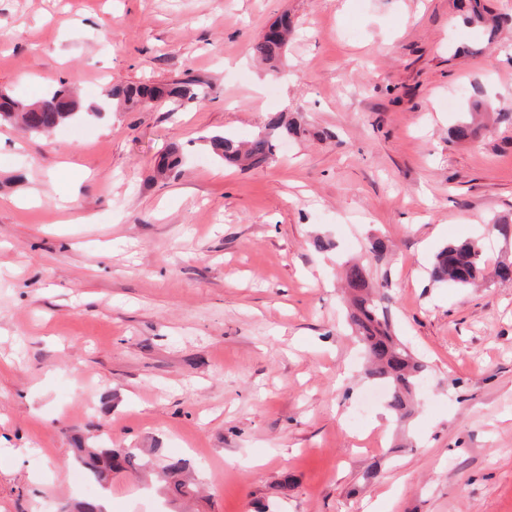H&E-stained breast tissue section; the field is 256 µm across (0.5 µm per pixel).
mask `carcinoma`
I'll use <instances>...</instances> for the list:
<instances>
[{
	"label": "carcinoma",
	"mask_w": 512,
	"mask_h": 512,
	"mask_svg": "<svg viewBox=\"0 0 512 512\" xmlns=\"http://www.w3.org/2000/svg\"><path fill=\"white\" fill-rule=\"evenodd\" d=\"M471 16L494 36L504 22L497 15L484 11L480 0H471ZM292 30L291 19L284 15L251 45L254 57L275 67L285 51L288 34ZM202 96L199 82L186 76L163 84L114 85L104 92V100L119 104L135 105L144 101L192 102ZM492 109L486 100H476L470 107V119L456 124L452 136L458 141L472 140L492 132V128L479 120L483 113ZM99 112L83 111L67 82L63 81L45 97L26 102L0 93V123L15 121L34 134H49L59 127L81 120ZM281 137L298 134L296 123L286 120L284 114L271 116L266 130L249 140H238L231 135L215 133L208 138L211 154L226 166L248 169L262 166L273 159L277 144L270 132ZM183 154L173 146L157 162V171L163 175L182 164ZM430 278L439 284L455 288H468L480 280H512V261H500L488 268L484 241L481 237L449 244L434 257ZM345 287L350 291L353 310L349 314L354 327L355 339L370 361L369 375L381 380L388 388L386 407L392 418L399 420L412 413V396L421 385L423 365L407 346L390 331L385 295L379 292L371 278L369 268L359 262H349L344 268ZM75 460L96 480L108 474L136 470L145 466L136 448H83L74 449ZM188 470L183 458H168L160 466L159 477L164 488L175 496H186L191 486L183 479Z\"/></svg>",
	"instance_id": "carcinoma-1"
}]
</instances>
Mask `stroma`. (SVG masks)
I'll return each mask as SVG.
<instances>
[{"mask_svg": "<svg viewBox=\"0 0 512 512\" xmlns=\"http://www.w3.org/2000/svg\"><path fill=\"white\" fill-rule=\"evenodd\" d=\"M485 3L507 18L491 46L455 0H0V93L204 92L46 137L0 123V512H176L140 470L81 483L79 442L189 459L185 512H512V281L429 278L512 216V123L450 135L476 96L512 113V0ZM285 13L272 70L249 47ZM276 112L301 132L266 166L206 150ZM175 143L178 175L155 177ZM375 237L426 367L400 424L364 404L346 323L341 265ZM203 92L199 82L192 76L163 84L114 85L104 92V100L118 104L135 105L144 101L193 102Z\"/></svg>", "mask_w": 512, "mask_h": 512, "instance_id": "1", "label": "stroma"}]
</instances>
